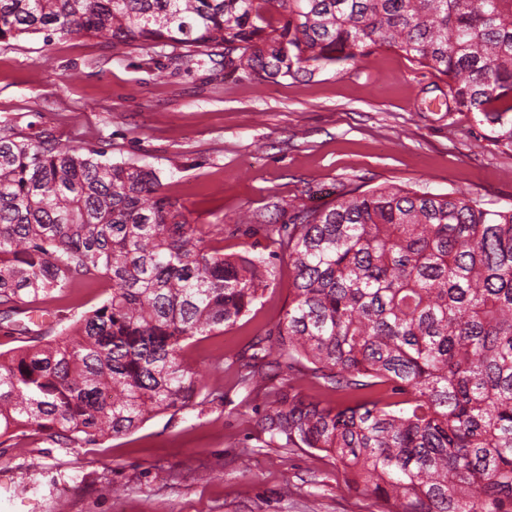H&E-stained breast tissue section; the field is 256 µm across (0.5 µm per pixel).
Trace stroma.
<instances>
[{"label":"stroma","instance_id":"35a3bbf8","mask_svg":"<svg viewBox=\"0 0 512 512\" xmlns=\"http://www.w3.org/2000/svg\"><path fill=\"white\" fill-rule=\"evenodd\" d=\"M173 54L86 36L0 42V124L155 170L188 223L225 253L273 256L277 280L233 328L184 349L211 398L203 411L160 414L90 445L23 429L0 445V512H379L325 453L267 447V400L241 388L232 366H214L288 305V261L255 227L380 184L508 207L512 151L485 139L471 113L445 111L444 76L393 50L297 82L208 60L178 71ZM105 296L84 282L40 307L73 320Z\"/></svg>","mask_w":512,"mask_h":512}]
</instances>
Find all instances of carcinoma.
Wrapping results in <instances>:
<instances>
[{"mask_svg": "<svg viewBox=\"0 0 512 512\" xmlns=\"http://www.w3.org/2000/svg\"><path fill=\"white\" fill-rule=\"evenodd\" d=\"M36 33L168 44L188 70L221 48L260 80L391 49L512 149V0H0V39ZM162 187L0 124V310L40 336L25 300L110 288L58 339L0 353V439L96 442L204 405L184 348L247 315L276 270L213 246ZM259 231L293 270L288 308L235 361L270 399L267 445L335 458L382 512H512V207L383 185ZM271 335L286 387L266 371Z\"/></svg>", "mask_w": 512, "mask_h": 512, "instance_id": "1", "label": "carcinoma"}]
</instances>
